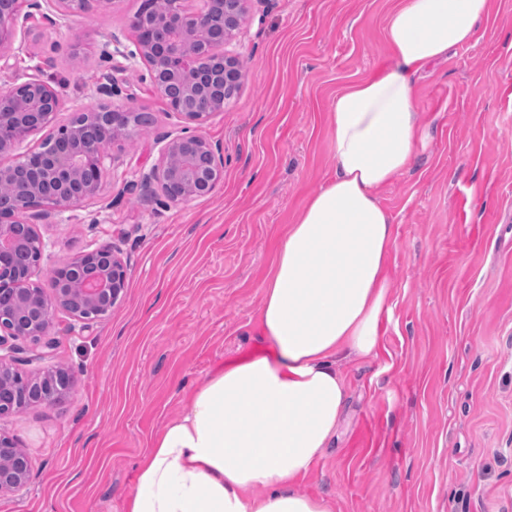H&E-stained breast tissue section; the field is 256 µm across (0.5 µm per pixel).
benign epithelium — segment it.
I'll return each instance as SVG.
<instances>
[{"mask_svg": "<svg viewBox=\"0 0 512 512\" xmlns=\"http://www.w3.org/2000/svg\"><path fill=\"white\" fill-rule=\"evenodd\" d=\"M31 11L20 13V0H0V69L9 65V52L23 50L15 45L18 30L39 14L53 25L64 22L81 3L102 5V0H26ZM189 0H157L150 19L134 18L142 24L146 36L129 43L125 36L112 34L104 54L125 61L141 60L146 65L145 78L171 110L189 123H200L217 111L212 95L219 85L242 82L241 58L228 54L224 47L242 34L246 0H224V21L214 24L208 12V0L197 10L188 8ZM224 59V73L214 74L204 68L207 58ZM46 62L39 59L29 67L26 80L0 93V126L14 127L10 140L0 139V154L10 152L34 129L50 125L60 111V100L44 79ZM100 97L111 98L118 92L112 74L101 77L95 87ZM112 131L98 144L79 147L73 154L50 155V166L34 169L31 184L35 197L22 200L12 208L0 209V290L11 294L9 306H0V415L20 410L17 394L39 390L38 400L51 405L54 395L49 388L64 381L71 389L78 382L76 372L46 364L49 353L38 352L25 359L34 370L24 374L14 367L19 353L14 341L36 340L51 327L53 312L69 313L77 321L88 319L87 312L115 305L126 287L127 274L116 249L103 246L77 254L52 273L53 293L32 285L38 263L19 264L18 251H35L42 256L45 243L39 235L25 239L11 231L14 223L36 224L53 212L67 210L95 195L96 177L104 168L108 147L128 135L125 118L130 111L113 107ZM160 162L141 174V184L158 183L164 196L172 202H188L209 194L221 179L224 159L219 148L197 130H186L175 137L165 135ZM101 262L97 280L85 279L84 268ZM30 462L19 452L13 439L0 434V494L23 489L29 480Z\"/></svg>", "mask_w": 512, "mask_h": 512, "instance_id": "7a95c632", "label": "benign epithelium"}]
</instances>
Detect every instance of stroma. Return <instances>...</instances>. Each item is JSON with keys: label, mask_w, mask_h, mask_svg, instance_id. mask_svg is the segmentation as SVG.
<instances>
[{"label": "stroma", "mask_w": 512, "mask_h": 512, "mask_svg": "<svg viewBox=\"0 0 512 512\" xmlns=\"http://www.w3.org/2000/svg\"><path fill=\"white\" fill-rule=\"evenodd\" d=\"M144 0H111L19 32L27 51L0 70L23 77L29 54L51 59L56 125L100 105L112 72L102 48L129 34ZM395 0H249L245 76L202 132L224 175L206 196L168 201L144 188L157 139L185 121L143 82L117 74V104L149 115L116 141L96 194L36 225L46 247L35 285L104 244L127 268L121 299L86 322L58 310L50 361L80 372L61 401L0 417L31 464L28 486L0 512H124L151 439L225 361L264 349L261 281L284 225L335 166L326 115L343 86L390 61L384 20ZM476 39L418 81L430 136L413 167L381 193L395 217L391 288L375 353L343 361L337 434L298 484L333 512H512V0H493ZM82 46L78 60L57 52ZM45 342L20 340L24 354Z\"/></svg>", "instance_id": "35a3bbf8"}]
</instances>
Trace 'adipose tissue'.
Returning <instances> with one entry per match:
<instances>
[{"label": "adipose tissue", "mask_w": 512, "mask_h": 512, "mask_svg": "<svg viewBox=\"0 0 512 512\" xmlns=\"http://www.w3.org/2000/svg\"><path fill=\"white\" fill-rule=\"evenodd\" d=\"M492 0H397L391 63L337 91L327 114L336 169L283 230L261 283L264 351L208 373L153 438L125 512H331L297 491L333 440L338 365L374 352L397 245L380 190L428 136L414 78L476 37Z\"/></svg>", "instance_id": "1"}]
</instances>
